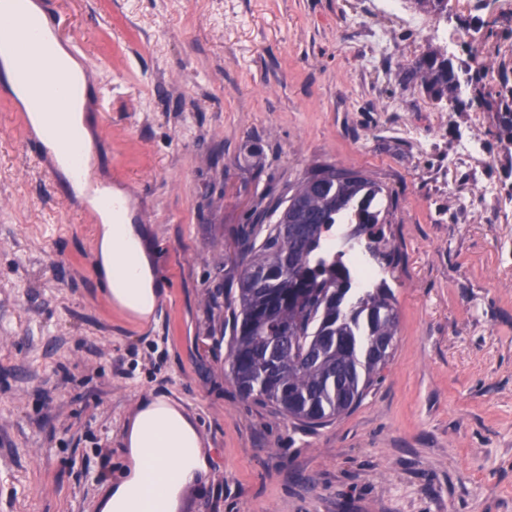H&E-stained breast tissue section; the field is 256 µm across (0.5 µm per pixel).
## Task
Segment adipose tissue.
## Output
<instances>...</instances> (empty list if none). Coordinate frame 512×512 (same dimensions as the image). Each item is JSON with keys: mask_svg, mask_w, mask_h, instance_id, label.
Masks as SVG:
<instances>
[{"mask_svg": "<svg viewBox=\"0 0 512 512\" xmlns=\"http://www.w3.org/2000/svg\"><path fill=\"white\" fill-rule=\"evenodd\" d=\"M98 237L110 294L127 308L148 314L155 293L149 286V259L134 228L107 221ZM125 442L127 466L102 512H176L182 493L208 472V454L192 421L162 399L139 402Z\"/></svg>", "mask_w": 512, "mask_h": 512, "instance_id": "ef3b65f1", "label": "adipose tissue"}]
</instances>
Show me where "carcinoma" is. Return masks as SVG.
Instances as JSON below:
<instances>
[{
	"label": "carcinoma",
	"mask_w": 512,
	"mask_h": 512,
	"mask_svg": "<svg viewBox=\"0 0 512 512\" xmlns=\"http://www.w3.org/2000/svg\"><path fill=\"white\" fill-rule=\"evenodd\" d=\"M423 11L448 18V0H415ZM462 67L448 50L429 46L403 68L435 99L453 102L460 75L480 103H497L499 125L512 130V86L485 89L496 60L468 40ZM393 203L367 174L332 165L303 177L242 225L237 291L229 302L232 326L225 362L244 398L317 428L358 405L384 378L398 328L391 274L402 263L388 238ZM347 225L330 238L336 225ZM276 358L280 368L268 370Z\"/></svg>",
	"instance_id": "obj_1"
}]
</instances>
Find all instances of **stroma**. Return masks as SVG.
Returning <instances> with one entry per match:
<instances>
[{
	"label": "stroma",
	"instance_id": "1",
	"mask_svg": "<svg viewBox=\"0 0 512 512\" xmlns=\"http://www.w3.org/2000/svg\"><path fill=\"white\" fill-rule=\"evenodd\" d=\"M42 2L104 89L95 180L126 192L166 286L155 323L106 295L83 196L23 148L21 108L0 101V512H100L124 424L152 395L211 450L181 512H512V223H460L464 173L386 133L433 112L448 115L434 140L470 125L473 92L437 102L400 67L432 44L466 60L467 28L512 67V0H468L432 38L405 21L414 0L391 17L373 0ZM375 30L391 34L393 70L365 63ZM480 134L512 192V135L492 112ZM317 165L386 187L405 266L384 380L310 430L239 396L224 297L237 226Z\"/></svg>",
	"mask_w": 512,
	"mask_h": 512
}]
</instances>
